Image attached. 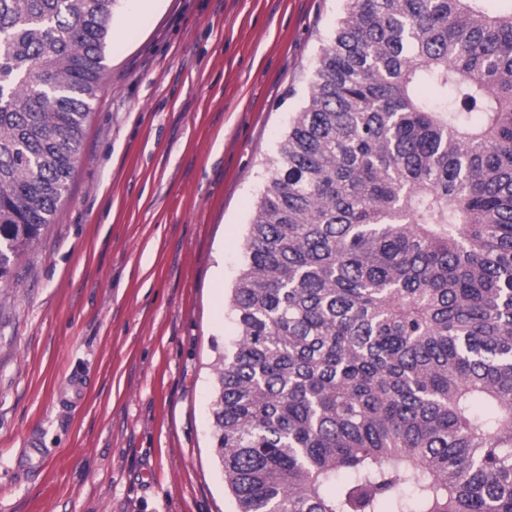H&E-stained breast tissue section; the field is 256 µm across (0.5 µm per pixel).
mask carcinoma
<instances>
[{"label": "carcinoma", "mask_w": 512, "mask_h": 512, "mask_svg": "<svg viewBox=\"0 0 512 512\" xmlns=\"http://www.w3.org/2000/svg\"><path fill=\"white\" fill-rule=\"evenodd\" d=\"M117 0H0V282L69 190ZM215 364L235 512H512V0H346Z\"/></svg>", "instance_id": "carcinoma-1"}]
</instances>
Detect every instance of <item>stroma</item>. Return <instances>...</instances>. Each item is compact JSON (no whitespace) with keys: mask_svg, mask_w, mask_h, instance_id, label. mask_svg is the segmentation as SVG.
<instances>
[{"mask_svg":"<svg viewBox=\"0 0 512 512\" xmlns=\"http://www.w3.org/2000/svg\"><path fill=\"white\" fill-rule=\"evenodd\" d=\"M343 6L118 0L68 193L0 285V512H233L211 440L226 293Z\"/></svg>","mask_w":512,"mask_h":512,"instance_id":"35a3bbf8","label":"stroma"}]
</instances>
